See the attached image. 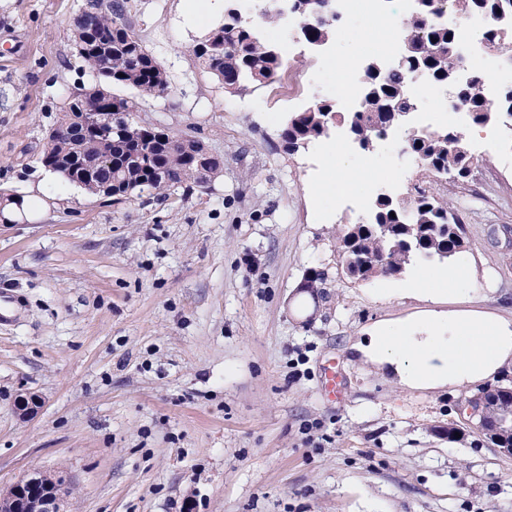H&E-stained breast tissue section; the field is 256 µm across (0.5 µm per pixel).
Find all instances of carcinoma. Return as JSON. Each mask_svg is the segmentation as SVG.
I'll return each mask as SVG.
<instances>
[{"mask_svg": "<svg viewBox=\"0 0 512 512\" xmlns=\"http://www.w3.org/2000/svg\"><path fill=\"white\" fill-rule=\"evenodd\" d=\"M238 2L226 0L224 18L191 50L196 64L229 93L251 84L271 83L283 68L280 49L260 36L257 25L241 12ZM449 8L462 15L491 16L494 25L483 38L503 57L512 58V0H422L419 8L406 14L401 66L388 73L379 60L369 59L361 67V111L343 121L350 125L362 149L376 147L392 129L390 108L415 110L416 101L405 94V89L407 76L419 72L452 86L473 124L495 125L504 118L501 102L505 95L491 103L477 74L459 80L456 34L448 26L433 22ZM304 22L307 41L325 44L336 34V20L329 19L326 11L312 14ZM72 27L76 52L95 82L65 100L62 117L47 133L41 157L44 168L91 193L102 192L110 179L126 184L132 193L200 186L196 155L202 141L131 121L129 116L137 111L138 102L112 92V87L120 86L136 91L141 98H158L171 90L167 70L143 44L124 4L112 0L105 6L102 0H86ZM94 101L112 105V133L104 135L88 125L82 135H72L86 104ZM338 118L340 113L333 105L317 102L289 117L284 140L297 151L328 136ZM402 131L406 149L424 172V181L445 178L459 183L472 176L474 167L464 152L463 133L448 128L425 131L415 125ZM465 244L464 227L447 200L419 185L405 197L375 195L364 216L344 225L336 236L344 272L358 280L397 276L416 261L450 263L464 251Z\"/></svg>", "mask_w": 512, "mask_h": 512, "instance_id": "1", "label": "carcinoma"}]
</instances>
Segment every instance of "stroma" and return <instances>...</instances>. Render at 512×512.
Here are the masks:
<instances>
[{
  "label": "stroma",
  "mask_w": 512,
  "mask_h": 512,
  "mask_svg": "<svg viewBox=\"0 0 512 512\" xmlns=\"http://www.w3.org/2000/svg\"><path fill=\"white\" fill-rule=\"evenodd\" d=\"M86 0H0V189L29 198L0 216V487L33 468L63 471L71 512H512V457L458 410L469 391H399L351 346L385 322L431 311L512 320V140L467 137L482 162L467 182H432L465 227L473 287L442 301L392 298L390 278L346 277L339 225L359 200L405 193L409 156L324 141L289 151V115L322 100L304 79L327 63L380 57L378 23H345L326 50L299 45L290 70L237 94L190 49L222 19L208 0H124L171 91L137 122L201 138L223 163L209 188L115 201L47 172L48 129L93 76L72 42ZM357 174L341 193L325 160ZM328 271L326 298L299 285ZM335 362L340 399L322 389ZM37 395L34 417L19 401ZM461 436L449 440V427Z\"/></svg>",
  "instance_id": "stroma-1"
}]
</instances>
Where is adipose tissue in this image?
I'll use <instances>...</instances> for the list:
<instances>
[{"label":"adipose tissue","instance_id":"obj_1","mask_svg":"<svg viewBox=\"0 0 512 512\" xmlns=\"http://www.w3.org/2000/svg\"><path fill=\"white\" fill-rule=\"evenodd\" d=\"M465 282L460 266L421 271L393 294L437 297ZM353 350L404 389H471L512 364V321L476 311H432L400 324H382Z\"/></svg>","mask_w":512,"mask_h":512}]
</instances>
